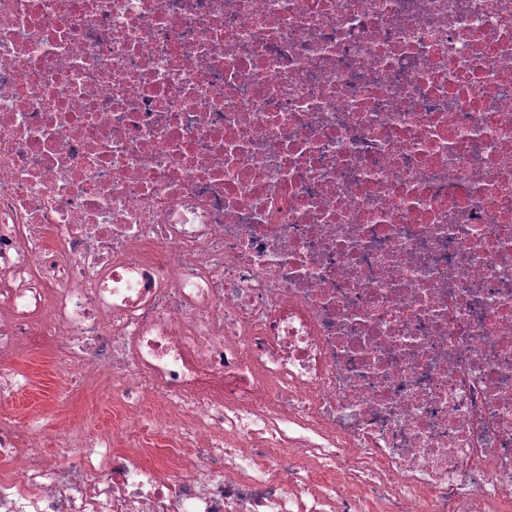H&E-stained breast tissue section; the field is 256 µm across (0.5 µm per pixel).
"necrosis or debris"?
<instances>
[{
    "label": "necrosis or debris",
    "instance_id": "1",
    "mask_svg": "<svg viewBox=\"0 0 512 512\" xmlns=\"http://www.w3.org/2000/svg\"><path fill=\"white\" fill-rule=\"evenodd\" d=\"M45 352L0 512H512V0H0L1 405ZM25 367L32 374V385L24 395L6 407L11 413L22 418L50 404L58 383L47 355L30 357L25 362ZM92 400L90 393L80 394L74 398L69 409V419L89 431L94 429L95 424L109 423L111 420V414L113 417V413L108 410L102 412L96 409ZM92 413L94 417L90 421V415Z\"/></svg>",
    "mask_w": 512,
    "mask_h": 512
}]
</instances>
